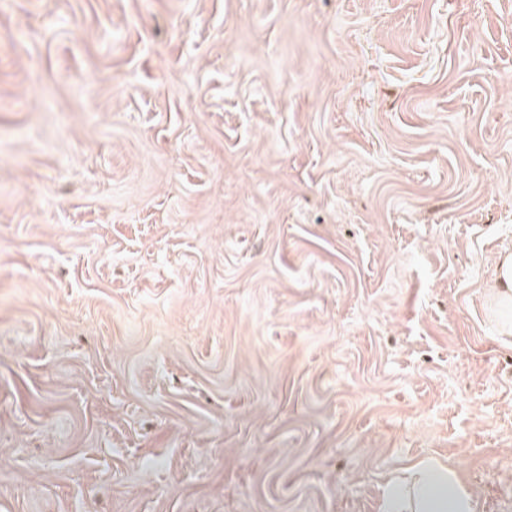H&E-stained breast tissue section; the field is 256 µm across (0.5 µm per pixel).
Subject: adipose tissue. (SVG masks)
I'll use <instances>...</instances> for the list:
<instances>
[{
	"label": "adipose tissue",
	"instance_id": "ef3b65f1",
	"mask_svg": "<svg viewBox=\"0 0 512 512\" xmlns=\"http://www.w3.org/2000/svg\"><path fill=\"white\" fill-rule=\"evenodd\" d=\"M411 489L408 500H401L395 490H388L384 512H475V496L447 465L423 459L405 470Z\"/></svg>",
	"mask_w": 512,
	"mask_h": 512
}]
</instances>
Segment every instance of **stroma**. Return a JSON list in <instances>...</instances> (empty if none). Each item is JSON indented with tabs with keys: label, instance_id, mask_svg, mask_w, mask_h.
I'll use <instances>...</instances> for the list:
<instances>
[{
	"label": "stroma",
	"instance_id": "obj_1",
	"mask_svg": "<svg viewBox=\"0 0 512 512\" xmlns=\"http://www.w3.org/2000/svg\"><path fill=\"white\" fill-rule=\"evenodd\" d=\"M512 0H0V512H512ZM495 281V297L500 314L511 309L512 312V249L506 248L499 255ZM403 481L411 490L409 501L401 500L395 489L388 490L383 512H475L473 492L455 471L439 461L416 462L406 468Z\"/></svg>",
	"mask_w": 512,
	"mask_h": 512
}]
</instances>
